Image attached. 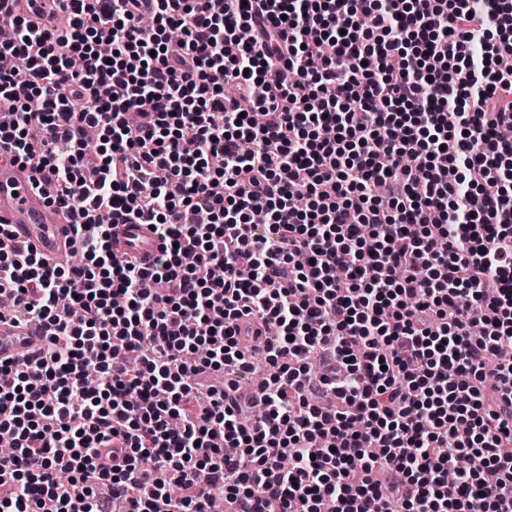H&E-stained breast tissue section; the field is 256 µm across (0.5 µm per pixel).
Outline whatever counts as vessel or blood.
Returning a JSON list of instances; mask_svg holds the SVG:
<instances>
[{
  "label": "vessel or blood",
  "instance_id": "b4317fda",
  "mask_svg": "<svg viewBox=\"0 0 512 512\" xmlns=\"http://www.w3.org/2000/svg\"><path fill=\"white\" fill-rule=\"evenodd\" d=\"M15 10L43 29L58 24L56 0H16ZM54 193L51 182L34 165L0 154V222L10 225L12 233L7 247L33 246L51 264L61 263L73 250L66 232L64 213L50 204ZM164 243L145 224H121L113 233L112 250L117 258L133 254L152 261L161 253ZM48 338L43 331L18 326L13 321H0V359L16 362L46 351Z\"/></svg>",
  "mask_w": 512,
  "mask_h": 512
}]
</instances>
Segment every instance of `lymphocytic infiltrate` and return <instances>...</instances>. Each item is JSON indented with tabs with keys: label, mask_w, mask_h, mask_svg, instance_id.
<instances>
[{
	"label": "lymphocytic infiltrate",
	"mask_w": 512,
	"mask_h": 512,
	"mask_svg": "<svg viewBox=\"0 0 512 512\" xmlns=\"http://www.w3.org/2000/svg\"><path fill=\"white\" fill-rule=\"evenodd\" d=\"M58 2L0 42L80 256L0 250L50 338L0 363V512H512V0ZM163 249L164 242L150 231L147 224H120L114 228L112 251L120 260L129 253L150 262Z\"/></svg>",
	"instance_id": "obj_1"
}]
</instances>
